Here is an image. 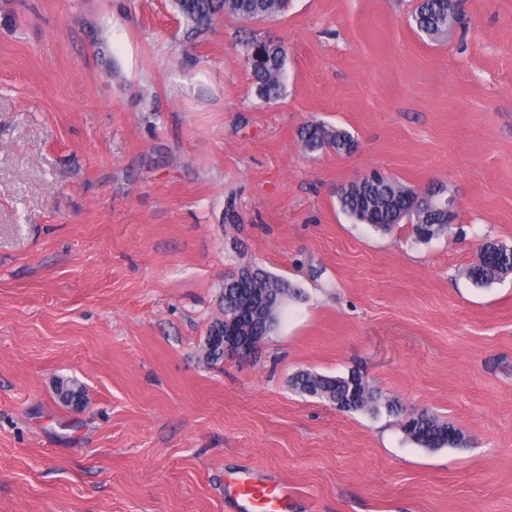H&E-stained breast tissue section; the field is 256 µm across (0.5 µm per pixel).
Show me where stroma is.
<instances>
[{
	"label": "stroma",
	"instance_id": "35a3bbf8",
	"mask_svg": "<svg viewBox=\"0 0 512 512\" xmlns=\"http://www.w3.org/2000/svg\"><path fill=\"white\" fill-rule=\"evenodd\" d=\"M419 0H289L190 36L171 0H0V512H226L224 480H282L292 512H512V0H470L440 42ZM288 51L259 98L246 40ZM310 121L358 148L305 152ZM447 187L415 241L355 223L370 172ZM296 284L252 358L201 360L224 276ZM358 372L461 429L430 452L397 416L294 391ZM85 390L55 396L58 379ZM482 249V261L467 268V276L475 285L488 286L512 274V249L498 241H485ZM55 392L59 401L65 405L77 404L84 397L83 387L72 379L57 380Z\"/></svg>",
	"mask_w": 512,
	"mask_h": 512
}]
</instances>
